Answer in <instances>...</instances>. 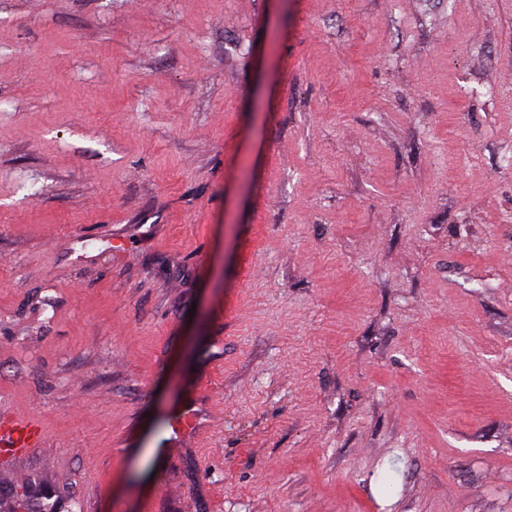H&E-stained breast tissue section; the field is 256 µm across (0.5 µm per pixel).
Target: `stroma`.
Here are the masks:
<instances>
[{
    "label": "stroma",
    "instance_id": "1",
    "mask_svg": "<svg viewBox=\"0 0 512 512\" xmlns=\"http://www.w3.org/2000/svg\"><path fill=\"white\" fill-rule=\"evenodd\" d=\"M1 414L82 512H512V0H0ZM195 402H189L182 411L179 423L174 430V437L170 442L173 448L188 446L190 438L199 430L197 427L196 413L193 411ZM41 426L32 419L4 418L0 421V446L3 452L24 454L43 441Z\"/></svg>",
    "mask_w": 512,
    "mask_h": 512
}]
</instances>
